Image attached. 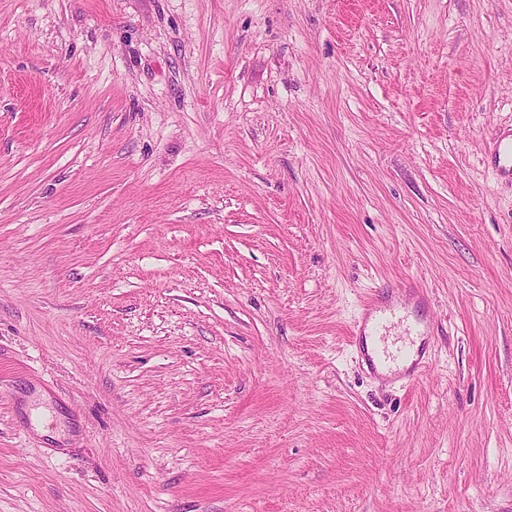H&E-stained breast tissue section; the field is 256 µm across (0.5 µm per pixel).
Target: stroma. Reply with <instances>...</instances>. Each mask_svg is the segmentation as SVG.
Instances as JSON below:
<instances>
[{"instance_id":"35a3bbf8","label":"stroma","mask_w":512,"mask_h":512,"mask_svg":"<svg viewBox=\"0 0 512 512\" xmlns=\"http://www.w3.org/2000/svg\"><path fill=\"white\" fill-rule=\"evenodd\" d=\"M504 125L512 0H0V512H512ZM487 163L500 177L512 182V127L500 131L492 143ZM400 309L393 302L383 300L379 294H373L364 302L361 316L355 323L352 335L359 346H362L363 357L372 369L382 367L392 369L393 364L406 356L399 348L396 353L391 351L387 341V332L396 319H399ZM371 340V353L366 340ZM365 341L366 348L363 343Z\"/></svg>"}]
</instances>
